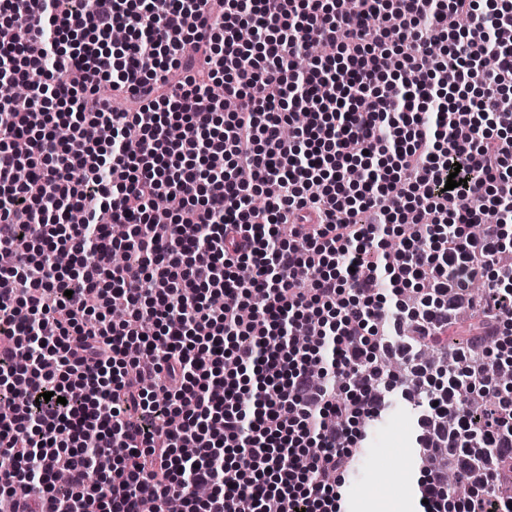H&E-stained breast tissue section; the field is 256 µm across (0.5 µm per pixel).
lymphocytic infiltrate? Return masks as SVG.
I'll return each instance as SVG.
<instances>
[{
    "mask_svg": "<svg viewBox=\"0 0 512 512\" xmlns=\"http://www.w3.org/2000/svg\"><path fill=\"white\" fill-rule=\"evenodd\" d=\"M0 21V81L44 72L0 99L7 512H343L395 397L417 512H512V0H0ZM311 41L330 55L295 68ZM473 303L484 361L421 358Z\"/></svg>",
    "mask_w": 512,
    "mask_h": 512,
    "instance_id": "1",
    "label": "lymphocytic infiltrate"
}]
</instances>
